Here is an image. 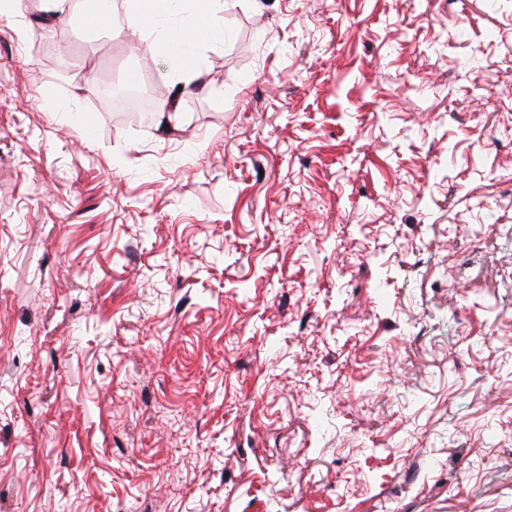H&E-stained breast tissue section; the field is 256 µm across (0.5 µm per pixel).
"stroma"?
Returning a JSON list of instances; mask_svg holds the SVG:
<instances>
[{
  "mask_svg": "<svg viewBox=\"0 0 512 512\" xmlns=\"http://www.w3.org/2000/svg\"><path fill=\"white\" fill-rule=\"evenodd\" d=\"M81 8L0 18V512H512V0H226L182 89Z\"/></svg>",
  "mask_w": 512,
  "mask_h": 512,
  "instance_id": "stroma-1",
  "label": "stroma"
}]
</instances>
